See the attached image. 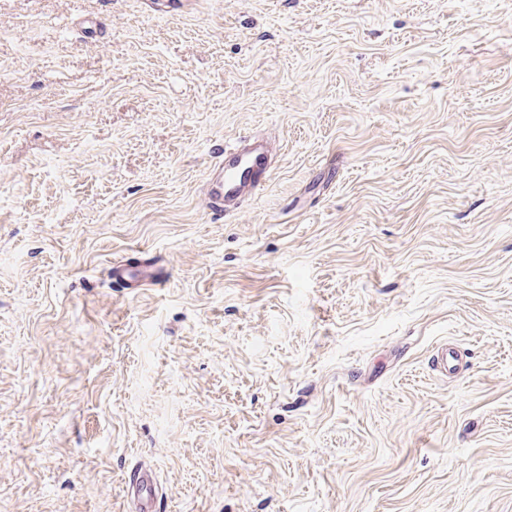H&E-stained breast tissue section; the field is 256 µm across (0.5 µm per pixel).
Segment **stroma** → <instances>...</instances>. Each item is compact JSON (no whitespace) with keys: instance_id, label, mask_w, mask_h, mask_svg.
Here are the masks:
<instances>
[{"instance_id":"1","label":"stroma","mask_w":512,"mask_h":512,"mask_svg":"<svg viewBox=\"0 0 512 512\" xmlns=\"http://www.w3.org/2000/svg\"><path fill=\"white\" fill-rule=\"evenodd\" d=\"M143 464L161 512H512V0H0V512ZM252 136L245 138L240 145L224 149V159L216 161L213 171L221 177L208 181V193L213 208L228 212L252 198H256L271 178V171L260 148L246 150ZM111 270L112 279L125 283L126 288H136L139 284L157 280L155 268L145 262L133 265L113 264Z\"/></svg>"}]
</instances>
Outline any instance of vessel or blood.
Here are the masks:
<instances>
[{
	"mask_svg": "<svg viewBox=\"0 0 512 512\" xmlns=\"http://www.w3.org/2000/svg\"><path fill=\"white\" fill-rule=\"evenodd\" d=\"M213 169L220 177L209 180L208 193L214 210L219 212L230 211L241 202L257 197L271 178L263 151L242 144L225 150L223 159L216 161ZM111 270L114 280L130 288L157 278L155 268L144 262L115 264ZM157 498V484L150 469L140 467L128 475L125 502L129 512H158Z\"/></svg>",
	"mask_w": 512,
	"mask_h": 512,
	"instance_id": "obj_1",
	"label": "vessel or blood"
}]
</instances>
